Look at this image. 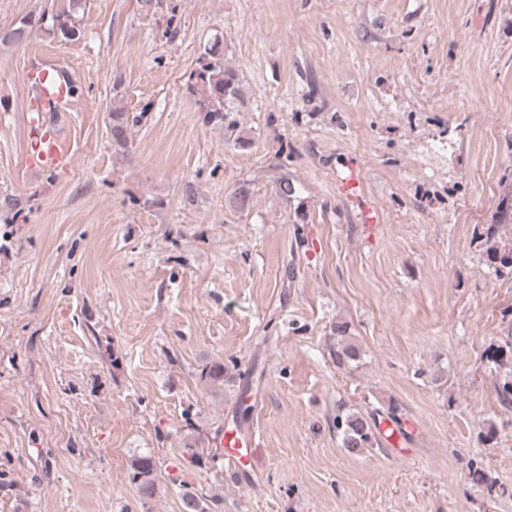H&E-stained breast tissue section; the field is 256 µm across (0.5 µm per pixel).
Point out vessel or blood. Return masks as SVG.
<instances>
[{"mask_svg": "<svg viewBox=\"0 0 512 512\" xmlns=\"http://www.w3.org/2000/svg\"><path fill=\"white\" fill-rule=\"evenodd\" d=\"M49 73V66L37 63L31 66L27 74V81L40 103L39 111L31 113L28 119V157L34 165L60 167L68 161L66 138L62 129H47L45 118L67 110L70 103L67 96L69 79L64 76L52 84L48 81ZM379 430L396 455H404L410 425L385 417L379 422ZM255 443L256 436L249 425L231 423L213 439L211 446L214 454L226 462L234 473L254 477L258 474L259 466L253 451Z\"/></svg>", "mask_w": 512, "mask_h": 512, "instance_id": "1", "label": "vessel or blood"}]
</instances>
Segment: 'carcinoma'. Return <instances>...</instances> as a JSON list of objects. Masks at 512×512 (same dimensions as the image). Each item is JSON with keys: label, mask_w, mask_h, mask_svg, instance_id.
I'll use <instances>...</instances> for the list:
<instances>
[{"label": "carcinoma", "mask_w": 512, "mask_h": 512, "mask_svg": "<svg viewBox=\"0 0 512 512\" xmlns=\"http://www.w3.org/2000/svg\"><path fill=\"white\" fill-rule=\"evenodd\" d=\"M140 14L154 17L167 10V0H138ZM45 28L49 35L61 43H69L81 37V30L68 13H59L50 17L42 14L38 17L25 16L8 28H0V43H18L30 37L35 26ZM190 90L198 94L196 105L201 114L202 122L208 126L221 127L227 134L234 132L233 123L228 121L226 106L238 97L240 83L236 71L224 66V47L219 39L205 46L201 66L191 73ZM146 112L141 111L131 115L123 110L110 112L109 135L112 149L116 154H126L130 151L131 142L129 131L139 124ZM251 190L239 186L229 197L230 206L243 210L248 207ZM25 201L16 195L5 194L0 197V223L14 224L24 212ZM512 224V196H505L498 204L491 223L484 228V248L489 266L498 278L512 279V248L500 244V228ZM329 355L336 368L351 369L359 363L361 348L351 333V324L338 321L330 331ZM228 367L222 362H212L205 365L200 376L214 383L224 382V371ZM333 426L342 437L344 448L352 454H361L378 442L375 433L377 426L375 414L336 410ZM158 463L150 454H143L134 460L131 471V482L136 485L142 498L149 499L156 490L155 476ZM183 512H212L202 497L196 492L184 488L179 490Z\"/></svg>", "instance_id": "obj_1"}]
</instances>
